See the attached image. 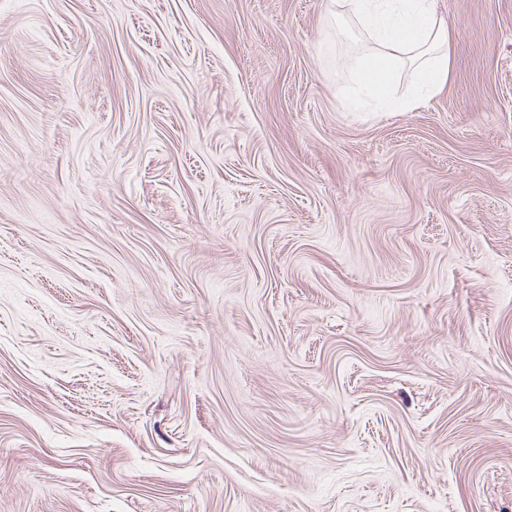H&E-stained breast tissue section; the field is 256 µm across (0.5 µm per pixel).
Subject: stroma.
<instances>
[{
  "label": "stroma",
  "instance_id": "1",
  "mask_svg": "<svg viewBox=\"0 0 512 512\" xmlns=\"http://www.w3.org/2000/svg\"><path fill=\"white\" fill-rule=\"evenodd\" d=\"M355 104L343 0H0V512H512V0Z\"/></svg>",
  "mask_w": 512,
  "mask_h": 512
}]
</instances>
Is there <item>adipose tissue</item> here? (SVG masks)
<instances>
[{
    "mask_svg": "<svg viewBox=\"0 0 512 512\" xmlns=\"http://www.w3.org/2000/svg\"><path fill=\"white\" fill-rule=\"evenodd\" d=\"M348 11L380 46L358 64L360 86L384 112H409L448 81L451 23L434 0H349ZM413 66L420 82L405 96L393 86L402 66Z\"/></svg>",
    "mask_w": 512,
    "mask_h": 512,
    "instance_id": "ef3b65f1",
    "label": "adipose tissue"
}]
</instances>
